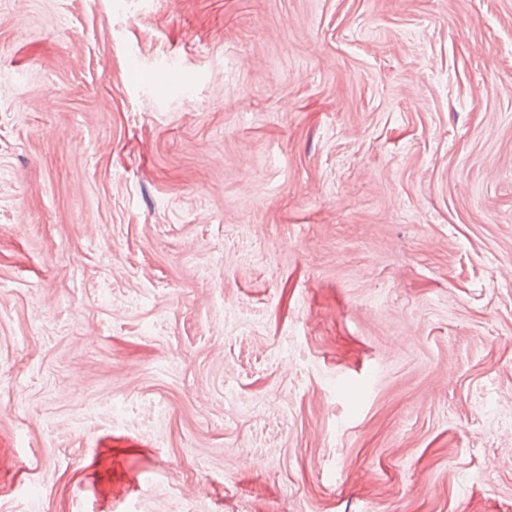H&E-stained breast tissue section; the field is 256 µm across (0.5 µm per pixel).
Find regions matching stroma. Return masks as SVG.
Wrapping results in <instances>:
<instances>
[{
	"label": "stroma",
	"instance_id": "obj_1",
	"mask_svg": "<svg viewBox=\"0 0 512 512\" xmlns=\"http://www.w3.org/2000/svg\"><path fill=\"white\" fill-rule=\"evenodd\" d=\"M510 390L512 0H0V512H512Z\"/></svg>",
	"mask_w": 512,
	"mask_h": 512
}]
</instances>
